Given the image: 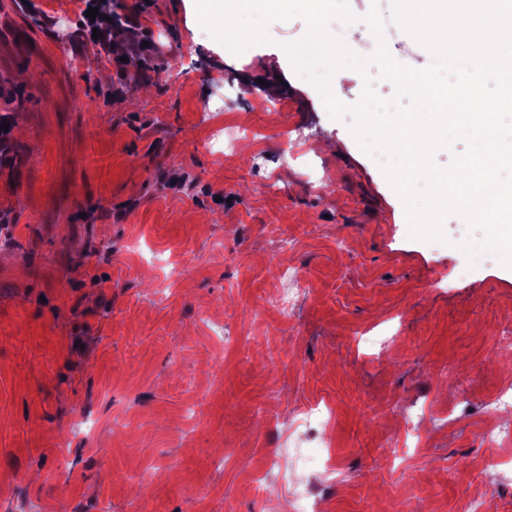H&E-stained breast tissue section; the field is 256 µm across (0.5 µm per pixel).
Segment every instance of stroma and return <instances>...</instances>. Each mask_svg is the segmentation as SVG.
<instances>
[{
	"label": "stroma",
	"instance_id": "35a3bbf8",
	"mask_svg": "<svg viewBox=\"0 0 512 512\" xmlns=\"http://www.w3.org/2000/svg\"><path fill=\"white\" fill-rule=\"evenodd\" d=\"M82 0H0V507L8 512H512V473L459 474L512 383V268L410 238L402 199L283 45L234 55L195 0H110L162 41L118 96ZM277 83L287 111L264 110ZM238 126L231 156L215 126ZM279 192H270L269 180ZM294 294L280 319L266 307ZM384 356L356 343L375 325ZM318 449L332 474L270 468ZM264 494H257V485Z\"/></svg>",
	"mask_w": 512,
	"mask_h": 512
}]
</instances>
